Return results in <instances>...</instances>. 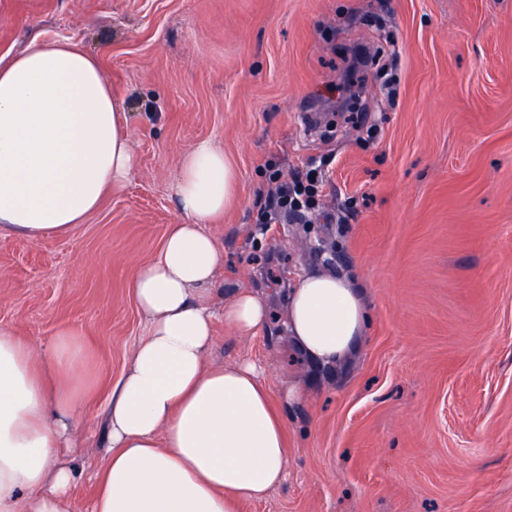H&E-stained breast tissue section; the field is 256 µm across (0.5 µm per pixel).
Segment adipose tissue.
<instances>
[{
	"mask_svg": "<svg viewBox=\"0 0 512 512\" xmlns=\"http://www.w3.org/2000/svg\"><path fill=\"white\" fill-rule=\"evenodd\" d=\"M127 121L98 58L72 39L37 40L0 62V235L68 232L121 191L134 162ZM236 184L211 141L181 161L174 189L187 221L134 270L147 332L112 388L92 512H240L286 479L291 395L273 402L254 362L206 363L221 249L203 226L231 205ZM223 316L234 335L251 336L268 308L242 290ZM368 322L362 289L329 271L305 273L283 313L291 344L323 371L351 360ZM87 386L72 334L38 349L0 329V512H69L74 471L61 451Z\"/></svg>",
	"mask_w": 512,
	"mask_h": 512,
	"instance_id": "adipose-tissue-1",
	"label": "adipose tissue"
}]
</instances>
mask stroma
Returning <instances> with one entry per match:
<instances>
[{"label": "stroma", "instance_id": "35a3bbf8", "mask_svg": "<svg viewBox=\"0 0 512 512\" xmlns=\"http://www.w3.org/2000/svg\"><path fill=\"white\" fill-rule=\"evenodd\" d=\"M59 37L100 56L135 156L68 234L0 236V328L84 344L70 512H91L107 403L145 334L133 269L185 223L174 184L201 140L237 172L206 227L212 305L252 289L272 316L251 337L216 318L208 360L300 393L287 480L241 512H512V0H0L1 60ZM269 161L291 182L316 171L314 208L259 223ZM321 268L371 315L336 373L278 322Z\"/></svg>", "mask_w": 512, "mask_h": 512}]
</instances>
